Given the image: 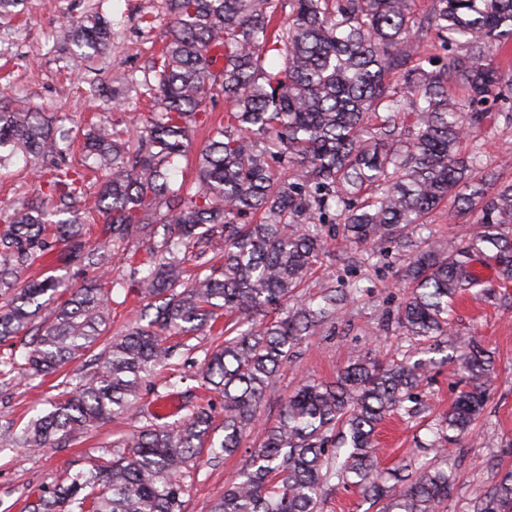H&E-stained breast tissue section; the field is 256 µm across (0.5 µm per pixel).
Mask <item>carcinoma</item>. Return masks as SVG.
I'll return each instance as SVG.
<instances>
[{
    "instance_id": "carcinoma-1",
    "label": "carcinoma",
    "mask_w": 512,
    "mask_h": 512,
    "mask_svg": "<svg viewBox=\"0 0 512 512\" xmlns=\"http://www.w3.org/2000/svg\"><path fill=\"white\" fill-rule=\"evenodd\" d=\"M170 38L148 72L127 74L113 109L133 98L151 103L144 134L119 123L95 126L85 140L99 173L87 202V174L66 162L44 181L59 198L53 221L31 204L0 211V342L28 335L30 380L48 376L92 350L106 333L112 294L129 287L109 273L122 253L138 276L141 319L108 341L90 377L75 375L69 396L29 421L16 443L46 448L74 431L133 414L149 375L173 356V336H196L224 314V342L206 352L203 386L224 399V419L196 405L175 426L146 424L118 442L112 458L67 484L41 492L29 512H182L180 475L206 450L237 453L258 422L265 393L295 348L333 323L334 288L299 289L334 248H362L372 259L409 240L426 218L453 201L475 229L448 243L419 240L402 266V300L383 321L422 340L448 337L445 363L464 387L425 447L429 459L394 482L377 465L375 434L427 379L433 358L382 360L358 355L333 383H301L279 419L264 427L242 470L210 512H323L332 482L360 488L375 512H442L452 485L447 444L469 434L485 406L494 365L476 342L454 334L448 310L483 287L471 271L493 262L498 287L512 288V183L494 184L480 152L490 101L512 98V79L495 64L512 42V0H166ZM434 34L444 50L434 69L418 48ZM65 68L104 53L110 29L97 11L66 20ZM282 58L268 70V55ZM397 77L403 93L389 90ZM223 97L224 120L194 149L195 128ZM413 122L405 126L406 106ZM55 119L39 107L13 106L0 89V166L21 152L34 170L68 150ZM195 152L194 181L176 182L178 159ZM101 217L90 242L89 215ZM341 231H336V226ZM145 244L146 257L139 256ZM220 264L186 263L207 254ZM99 271L73 290L60 276L17 284L40 260ZM262 319L243 330L242 319ZM512 512V471L473 505Z\"/></svg>"
}]
</instances>
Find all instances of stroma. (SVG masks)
I'll list each match as a JSON object with an SVG mask.
<instances>
[{
	"mask_svg": "<svg viewBox=\"0 0 512 512\" xmlns=\"http://www.w3.org/2000/svg\"><path fill=\"white\" fill-rule=\"evenodd\" d=\"M95 2L21 0L11 15L0 18V84L10 83L20 101L69 117L82 127L95 121L101 111L100 102L87 95L89 85L108 91L123 75L148 69L169 36L166 0H105L103 11L112 30L109 51L98 57L91 69L67 75L59 30L66 18L83 15ZM145 14L153 16V25L142 23ZM487 109L491 134L482 147L483 163L502 180H512V123L500 116L497 103H489ZM37 186L23 156H13L0 167V209L34 200ZM402 264L397 251L372 261L365 260L358 249L337 251L327 259L324 271L313 280L315 287L340 289L354 281L361 291L342 302L334 324L299 345L267 391L260 408L261 421L278 418L289 393L302 379L331 382L337 370L358 354L370 351L388 357L417 348L416 339L382 323L384 312L394 309L403 293L398 280ZM482 271L491 289L461 295L452 307L450 322L459 335L476 338L491 352L497 381L473 433L449 449L448 477L453 492L447 512H472L477 498L512 470V294L495 287L493 267L483 266ZM213 341L212 335L205 334L196 338L194 349L177 347L168 366L149 377L142 394L143 407L154 410L162 399L173 404L166 414L155 415V423L174 424L186 417L196 399L185 390L197 387L196 376ZM93 370L86 357L65 364L60 377L41 384L17 373L0 376V512H22L25 502L40 490L89 470L116 439L139 426L138 416L133 415L99 424L50 448L17 447L15 439L29 418L62 400L63 375ZM460 389L459 377L447 368L432 370L419 390L417 416L391 417L376 436L382 471L423 457V446L431 438L428 424L447 411ZM246 457L242 450L226 459L202 460L188 469L182 478L183 512H209Z\"/></svg>",
	"mask_w": 512,
	"mask_h": 512,
	"instance_id": "obj_1",
	"label": "stroma"
}]
</instances>
